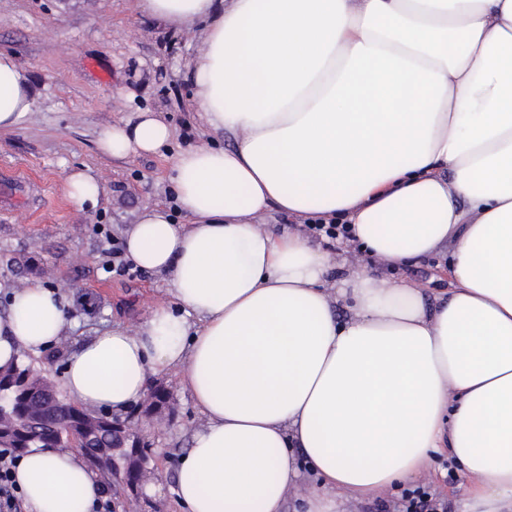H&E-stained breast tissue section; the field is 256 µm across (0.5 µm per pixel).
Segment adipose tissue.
Instances as JSON below:
<instances>
[{"label": "adipose tissue", "mask_w": 512, "mask_h": 512, "mask_svg": "<svg viewBox=\"0 0 512 512\" xmlns=\"http://www.w3.org/2000/svg\"><path fill=\"white\" fill-rule=\"evenodd\" d=\"M202 26L187 77L230 148L179 152L188 214L148 207L125 256L166 274L171 300L136 327L78 343L69 399L122 413L176 372L205 419L179 459L180 512H303L381 495L447 454L461 512H512V0H136ZM35 107L0 51V130ZM156 113L107 129L111 156L153 154ZM344 213L364 250L398 266L450 248L448 297L352 269L299 233L256 224ZM63 296L31 282L0 315V369L68 335ZM26 512H91L101 479L73 450L32 448Z\"/></svg>", "instance_id": "obj_1"}]
</instances>
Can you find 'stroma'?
<instances>
[{"label": "stroma", "instance_id": "1", "mask_svg": "<svg viewBox=\"0 0 512 512\" xmlns=\"http://www.w3.org/2000/svg\"><path fill=\"white\" fill-rule=\"evenodd\" d=\"M135 0H0V50L27 69L36 105L15 128L0 130V172H23L41 190L0 204V315L9 290L29 280L62 293L73 326L56 346L58 357L33 363L61 382L69 354L85 337L112 322L136 325L170 299L166 276L112 272V251L144 208L161 205L176 223L188 218L169 181L175 153L198 144L231 146L193 105L186 73L201 42L198 29L177 30L141 14ZM156 112L170 125L171 144L152 155L114 157L98 146L109 127L136 112ZM89 169L102 191L97 206L69 199L66 177ZM449 254L388 270L392 280L447 295ZM170 393L165 427L144 424L143 436L159 458L162 484L150 496L155 512H178L174 462L191 445L203 416L175 373L161 379Z\"/></svg>", "mask_w": 512, "mask_h": 512}]
</instances>
